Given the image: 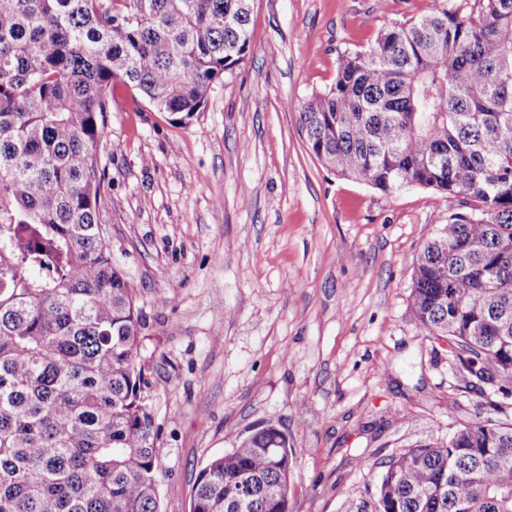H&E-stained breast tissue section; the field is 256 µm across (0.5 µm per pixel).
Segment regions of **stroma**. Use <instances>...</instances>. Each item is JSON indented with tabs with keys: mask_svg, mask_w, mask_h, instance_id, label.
I'll return each mask as SVG.
<instances>
[{
	"mask_svg": "<svg viewBox=\"0 0 512 512\" xmlns=\"http://www.w3.org/2000/svg\"><path fill=\"white\" fill-rule=\"evenodd\" d=\"M435 2L256 0L248 57L182 121L114 84L98 222L145 323L161 512H191L200 468L257 424L288 433L290 512H373L384 461L496 417L410 314L459 198L337 177L299 122L339 54Z\"/></svg>",
	"mask_w": 512,
	"mask_h": 512,
	"instance_id": "stroma-1",
	"label": "stroma"
}]
</instances>
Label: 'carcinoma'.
Listing matches in <instances>:
<instances>
[{
    "mask_svg": "<svg viewBox=\"0 0 512 512\" xmlns=\"http://www.w3.org/2000/svg\"><path fill=\"white\" fill-rule=\"evenodd\" d=\"M255 0H0V512H161L144 321L97 213L112 86L190 117L251 48ZM310 153L383 192L466 199L434 225L410 310L512 399V0L438 5L338 57L303 103ZM288 434L205 463L191 512H289ZM374 512H512V418L392 457Z\"/></svg>",
    "mask_w": 512,
    "mask_h": 512,
    "instance_id": "carcinoma-1",
    "label": "carcinoma"
}]
</instances>
